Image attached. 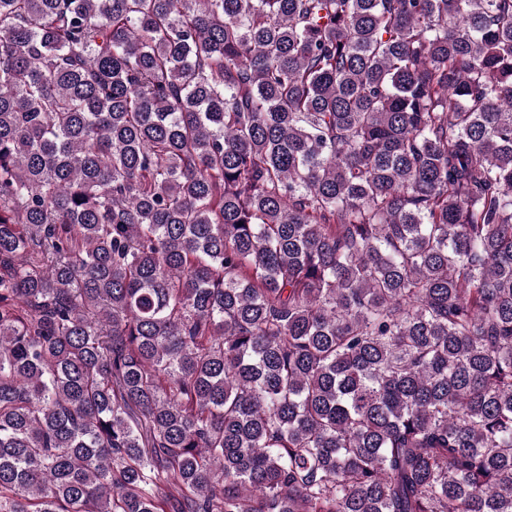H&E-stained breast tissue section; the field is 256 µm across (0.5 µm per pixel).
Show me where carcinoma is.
<instances>
[{
  "label": "carcinoma",
  "instance_id": "carcinoma-1",
  "mask_svg": "<svg viewBox=\"0 0 512 512\" xmlns=\"http://www.w3.org/2000/svg\"><path fill=\"white\" fill-rule=\"evenodd\" d=\"M0 512H512V0H0Z\"/></svg>",
  "mask_w": 512,
  "mask_h": 512
}]
</instances>
